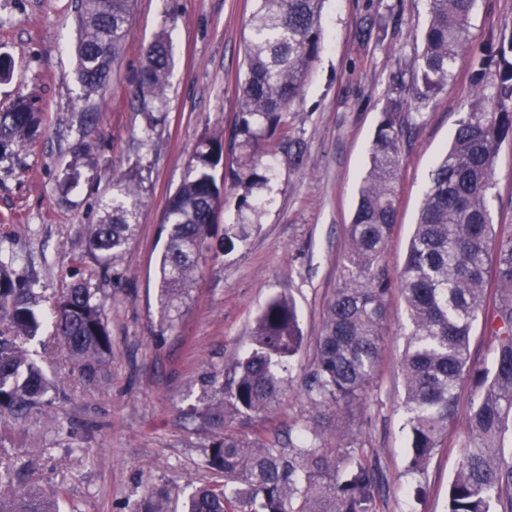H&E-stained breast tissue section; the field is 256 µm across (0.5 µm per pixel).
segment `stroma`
Instances as JSON below:
<instances>
[{"mask_svg":"<svg viewBox=\"0 0 512 512\" xmlns=\"http://www.w3.org/2000/svg\"><path fill=\"white\" fill-rule=\"evenodd\" d=\"M254 0H135L131 37L106 87L85 98L77 78L75 0H0V55L10 59L0 81V111L17 98L38 100L41 135L0 159V241L13 248L19 281H35L41 309L72 284L91 282L104 304L112 337L108 377L89 387L60 353L50 325L28 349L45 369L54 416L20 429L0 422V455L32 481L56 490L60 512H132L154 487L165 488L181 512L192 485L214 480L203 466L216 433L200 420L209 376L252 346L261 308L273 297L296 307L301 349L286 376L290 388L264 417L229 423V433L287 440L308 412L303 389L314 338L342 281L345 231L369 167L376 129L397 81H410L426 0H325L323 47L302 95L290 106L276 141L304 144L301 166L282 152L263 156L267 181L252 191L262 205L241 206L242 187L225 183L211 251L192 299L166 330L157 303V265L164 248L166 201L183 182L199 141L230 132L237 118L238 80ZM512 28V0H479L471 21L473 46L490 32ZM167 32L172 72L165 107L149 144L146 117L134 91L143 48ZM467 60L433 100L411 103L412 130L401 147L394 234L382 256L397 280L421 198L438 156L468 112ZM98 115L89 150L80 156L82 107ZM490 210L496 229L512 231V140L493 163ZM138 175L143 206L126 252L107 270L89 253L80 225L95 224L117 174ZM244 225L247 239L224 248V227ZM383 362L352 419L335 418L333 432L358 436L378 489L372 512H445L448 484L459 463L468 400L458 424L425 475L411 468L401 355L409 331L399 288L388 294Z\"/></svg>","mask_w":512,"mask_h":512,"instance_id":"stroma-1","label":"stroma"}]
</instances>
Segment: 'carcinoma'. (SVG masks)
Returning a JSON list of instances; mask_svg holds the SVG:
<instances>
[{"instance_id":"obj_1","label":"carcinoma","mask_w":512,"mask_h":512,"mask_svg":"<svg viewBox=\"0 0 512 512\" xmlns=\"http://www.w3.org/2000/svg\"><path fill=\"white\" fill-rule=\"evenodd\" d=\"M239 86L238 120L230 148L246 149L284 124L304 91L322 45L324 0H255ZM478 0H427L411 93L423 103L447 84L471 39ZM132 0H77V73L86 95L104 88L111 66L131 36ZM171 43L155 36L144 50L139 108L148 128L159 121L170 76ZM474 100L457 124L448 149L436 160L419 207L399 288L408 308L410 333L402 360L411 466L423 473L454 428L465 382L472 384L466 433L457 472L448 486L447 512H512V234L497 235L489 209L493 162L500 143L512 137V31L490 33L470 58ZM494 73V109L485 105L487 76ZM393 99L383 112L370 165L351 224L346 228L343 282L330 298L315 338L312 369L303 390L311 408L295 434L271 443L224 434L206 455L205 467L224 482L192 488L183 512H371L373 470L348 435L330 437L324 419L358 406L379 374L388 318L389 278L381 264L396 225V180L402 125ZM88 148L97 114L83 113ZM41 130V108L20 98L0 112V158ZM224 135L202 140L188 174L166 203L168 237L159 262V303L166 328L174 326L197 270L210 252L213 212L220 203L215 172L224 158ZM109 211L81 232L99 267L121 256L136 225L143 197L131 177L114 179ZM246 240L224 228V248ZM15 256L0 257V418L26 426L52 411L48 380L25 342L43 322L41 296L17 286ZM482 319L494 354L493 368L470 364L469 340ZM58 345L89 386L106 380L112 338L97 293L85 284L60 292L52 305ZM300 347L294 304L268 301L257 318L253 347L209 381L210 397L197 411L222 430L234 420L265 414L286 392L288 362ZM0 512H58L53 496L29 483L25 472L0 460ZM168 493L152 490L135 512H170Z\"/></svg>"}]
</instances>
